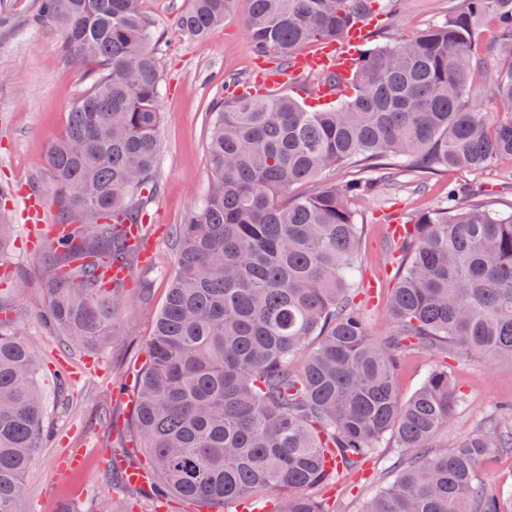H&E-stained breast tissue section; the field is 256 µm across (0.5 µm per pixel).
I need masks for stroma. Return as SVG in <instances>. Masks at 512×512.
<instances>
[{
    "instance_id": "1",
    "label": "stroma",
    "mask_w": 512,
    "mask_h": 512,
    "mask_svg": "<svg viewBox=\"0 0 512 512\" xmlns=\"http://www.w3.org/2000/svg\"><path fill=\"white\" fill-rule=\"evenodd\" d=\"M388 30L410 34L445 20L449 0H380ZM21 24L0 30V180L44 191L48 188L47 152L65 128L71 102L86 82V67L65 55L60 32L23 26L33 0H0ZM189 0H144L143 8L158 23L163 41L160 61L163 91L159 132L157 195L149 200L143 220L151 257L132 260L127 284L128 305L119 316L123 339L92 352H75L64 337L47 331L41 320L45 296L41 283L47 267L42 253L28 251L30 228L22 218L24 200L14 196L11 220L16 228L12 253L13 279L0 284V302L17 310L28 342L38 352L42 368L38 384L47 408L51 441L38 449L26 475V495L19 512H112L129 500L133 512H154L145 491H130L105 462L106 452L122 453L134 442L126 422L131 412L132 386L146 357L153 319L175 267V230L205 199L212 183L207 159L210 112L228 77L250 76L256 55L245 29L247 0L210 37L196 40L177 24ZM482 186L501 199H512V159H502L480 171L448 170L414 180L406 174L382 186L370 198L354 200L363 226L357 274L359 304L369 331L384 338L391 329L388 298L394 268L386 258L391 226L422 207L442 199L449 184ZM66 362L70 375L71 411L59 406L54 365ZM426 352L406 354L396 372L401 398H409L434 369ZM448 373L457 395L456 415L435 440L450 449L480 424L512 422L504 408L512 400V366L495 361H449ZM80 454L83 466L58 473L59 458ZM398 450L385 439L361 475L340 481L331 497L336 512H361L364 503L391 482Z\"/></svg>"
}]
</instances>
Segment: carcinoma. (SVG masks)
Returning a JSON list of instances; mask_svg holds the SVG:
<instances>
[{
	"label": "carcinoma",
	"mask_w": 512,
	"mask_h": 512,
	"mask_svg": "<svg viewBox=\"0 0 512 512\" xmlns=\"http://www.w3.org/2000/svg\"><path fill=\"white\" fill-rule=\"evenodd\" d=\"M143 0H34L26 23L63 35L90 65L47 155V197L66 232L44 245V319L70 344L119 336L123 287L96 270L135 251L157 193L162 33ZM239 0H191L179 25L209 36ZM376 0H248L258 52L287 61L339 38ZM493 19L503 66L497 108H512V0H459L448 19L412 35L377 31L361 50L352 93L321 108L291 94L220 97L211 110L212 185L176 231L177 264L135 382L131 426L159 497L211 507L330 512L315 489L362 469L390 435L392 483L362 512H512V487L480 476L492 448L512 452V427L484 425L433 450L457 400L448 368L400 398V356L512 363V205L450 185L446 201L406 222L396 240L392 328L379 341L352 301L361 224L351 199L401 172L481 170L512 157V114L469 99ZM343 168L360 176L327 178ZM316 190L292 195L299 185ZM12 195L0 184V266L9 264ZM0 304V512H18L43 446L40 360Z\"/></svg>",
	"instance_id": "carcinoma-1"
}]
</instances>
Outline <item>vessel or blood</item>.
Segmentation results:
<instances>
[{
    "label": "vessel or blood",
    "instance_id": "b4317fda",
    "mask_svg": "<svg viewBox=\"0 0 512 512\" xmlns=\"http://www.w3.org/2000/svg\"><path fill=\"white\" fill-rule=\"evenodd\" d=\"M374 24V19H365L352 26L343 38L325 40L315 53L295 55L287 65L279 67L263 62L258 63L251 77V89L269 95L274 94L298 81L304 73L318 72L325 76L326 83L316 88L317 98L333 97L354 69L358 48ZM108 463L121 469L123 478L128 484L144 488L151 479L147 470L129 464L124 458L112 456L109 457Z\"/></svg>",
    "mask_w": 512,
    "mask_h": 512
}]
</instances>
